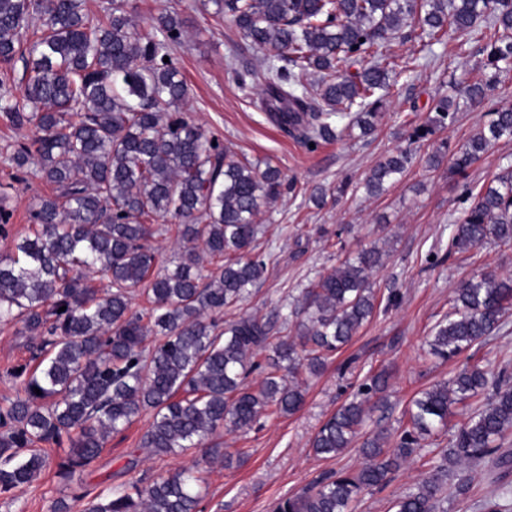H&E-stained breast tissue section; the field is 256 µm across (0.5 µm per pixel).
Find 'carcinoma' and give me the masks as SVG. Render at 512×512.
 I'll use <instances>...</instances> for the list:
<instances>
[{
	"label": "carcinoma",
	"instance_id": "cac0c4a2",
	"mask_svg": "<svg viewBox=\"0 0 512 512\" xmlns=\"http://www.w3.org/2000/svg\"><path fill=\"white\" fill-rule=\"evenodd\" d=\"M214 15L266 52L261 85L270 119L307 144L375 129L398 64L384 54L395 40L429 46L446 34L464 46L483 42L485 78L462 99L436 100L435 116L414 129L422 139L463 108L483 101L512 69V0H205ZM182 20L160 14L144 30L127 8L88 12L85 0H0V62L28 55L17 95L0 97V116L35 130L8 161L31 163L56 193L37 198L29 234L0 257V322L20 325L29 358L7 371L18 387L0 405V494L24 491L47 464L43 444L68 442L59 474L72 479L100 455L107 439L145 411L152 421L140 447L153 455L196 448L222 428L251 427L268 410L299 411L302 375H317L373 315L370 276L381 265L373 246L346 258L302 291L296 336L270 342L272 325L255 315L225 322L224 308L245 299L267 271L254 255L257 217L282 190L279 169L241 160L184 112L188 85L174 49ZM169 61H163V58ZM360 69L349 74L346 64ZM512 137V108L493 119L459 153L451 170H467L493 142ZM412 160L403 150L375 165L364 182L381 194ZM179 219L178 250L165 264L153 244L159 222ZM451 246L460 252L493 241L512 246V166L476 194ZM99 275L108 288L91 287ZM148 296L149 306L132 309ZM65 311H59V308ZM512 310V277L484 270L455 289L453 310L438 321L430 353L454 358L492 335ZM151 346H146L148 338ZM266 353L265 364L254 361ZM263 368L253 386L249 375ZM41 394H36L34 389ZM372 376L320 427L311 447L335 458L352 446L368 403L386 393ZM480 407L441 449L432 471L392 503L394 512H445L448 471L483 464L498 483L488 512H509L512 379L491 382L479 363L423 390L406 411L409 428L391 445L384 431L367 436L364 465L323 474L310 488L276 501L272 512H353L361 495L385 486L423 441L448 426L453 404ZM197 477L184 469L107 496L81 489L79 512H200Z\"/></svg>",
	"mask_w": 512,
	"mask_h": 512
}]
</instances>
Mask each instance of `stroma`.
<instances>
[{
    "mask_svg": "<svg viewBox=\"0 0 512 512\" xmlns=\"http://www.w3.org/2000/svg\"><path fill=\"white\" fill-rule=\"evenodd\" d=\"M128 5L145 28L164 10L179 12L184 39L175 55L190 88L186 113L238 156L277 167L286 185L260 216L258 250L268 258L267 272L246 302L225 310V319L251 313L272 323L274 337L284 336L280 315L307 280L371 246L384 253L372 277L378 307L320 375L307 377L305 404L298 412L264 417L251 429L220 430L212 436V443L235 454L236 462L227 465L209 458L206 448L199 447L163 456L143 452L137 467L127 470L129 454L151 421L146 413L123 433L109 437L99 458L73 479L58 474L68 446L47 447L48 468L18 498L0 497V512H52L55 502L70 500L83 484L106 493L191 467L203 479L202 512H270L278 499L298 493L322 473L363 464L353 448L333 459L315 456L310 441L359 384L379 371L389 374L388 402L372 409L371 422L386 428L394 441L406 425L404 411L412 397L465 364L480 363L493 380L504 372L512 375V312L505 315L500 331L452 360L431 355L427 346L432 327L448 312L461 279L483 270L512 276V246L489 242L455 252L450 229L471 205V191L512 165V140L499 141L482 154L464 178L451 173L449 162L436 168L426 162L440 144H447L452 153L464 148L491 121L493 108L512 106V74L503 77L482 105L457 112L446 127L413 144L409 134L428 120L434 99L459 96L467 83L479 79L484 56L476 42L462 54L448 43L435 44L425 54L413 42L391 43V54L416 58L417 66L410 77H399L391 87L375 130L312 149L283 132L260 109L258 83L240 86V74L264 68V55L229 23L218 20L202 0H128ZM31 135L30 129L0 119V204L10 213L15 238L29 232L34 198L52 192L36 167L18 180L6 161L7 146ZM409 146L415 157L401 179L380 196L367 195L361 183L371 168ZM317 188L323 191L318 204L311 198ZM393 294L398 301L391 305L387 298ZM27 356L25 338L16 326L0 324V403L16 395L7 368ZM428 472L422 459L408 462L386 487L365 493L355 512H389L391 501ZM495 490L483 469L450 470L447 512H483V500Z\"/></svg>",
    "mask_w": 512,
    "mask_h": 512,
    "instance_id": "1",
    "label": "stroma"
}]
</instances>
